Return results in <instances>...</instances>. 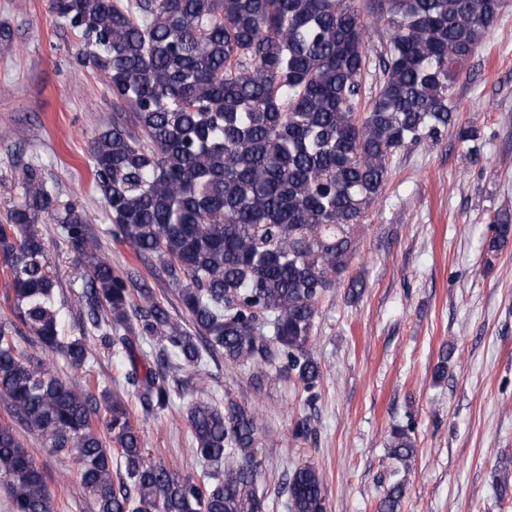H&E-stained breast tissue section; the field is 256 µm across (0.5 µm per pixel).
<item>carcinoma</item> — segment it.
I'll use <instances>...</instances> for the list:
<instances>
[{"label": "carcinoma", "mask_w": 512, "mask_h": 512, "mask_svg": "<svg viewBox=\"0 0 512 512\" xmlns=\"http://www.w3.org/2000/svg\"><path fill=\"white\" fill-rule=\"evenodd\" d=\"M355 0H51L77 38L76 59L103 74L112 128L90 139L91 176L113 233L156 258L190 324L145 281L102 256L84 211L59 207L37 166L23 168L21 201L0 223V265L13 319L0 323V486L11 512H57L42 467L13 424L78 463L93 512H262L253 455L268 426L230 401L195 396L188 372L204 337L224 360L295 377L311 393L317 303L345 280L363 218L383 192L390 158L456 129L455 85L508 0H375L390 36L374 97L359 111L368 30ZM60 225L85 269L82 325L129 361L126 385L146 413L179 389L199 478L156 463L124 402L58 372L88 336L66 335L48 253L35 225ZM488 253L512 239V214L491 221ZM138 338L160 343L139 367ZM120 449L114 461L112 447ZM390 455L409 469L410 425L395 424ZM290 512H326L312 464L288 479ZM405 480L379 512H399Z\"/></svg>", "instance_id": "1"}]
</instances>
